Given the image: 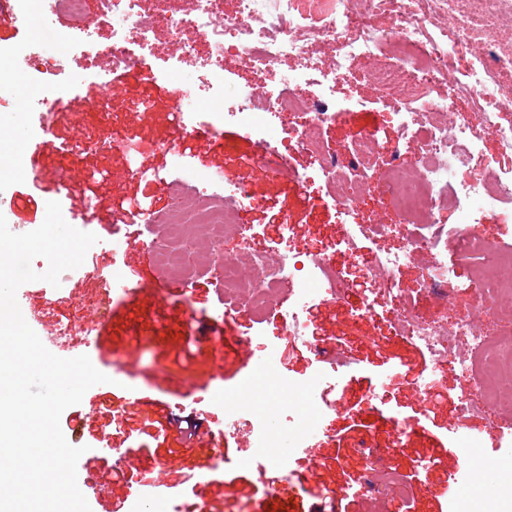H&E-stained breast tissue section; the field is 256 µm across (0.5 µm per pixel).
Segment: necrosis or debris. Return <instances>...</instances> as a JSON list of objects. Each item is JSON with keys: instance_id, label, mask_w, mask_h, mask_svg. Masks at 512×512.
<instances>
[{"instance_id": "4bbe7bcc", "label": "necrosis or debris", "mask_w": 512, "mask_h": 512, "mask_svg": "<svg viewBox=\"0 0 512 512\" xmlns=\"http://www.w3.org/2000/svg\"><path fill=\"white\" fill-rule=\"evenodd\" d=\"M100 2L111 37L103 52L92 49L88 59L106 58L113 70L129 65L133 47H152L158 31H165L182 46L169 72L176 92L207 99L212 106L210 146L223 148L226 121L244 128L256 147L241 161L247 178L260 168L280 172L275 146L294 142L317 161L312 170L297 174V182H319L348 218L358 208V196L347 187L370 185L372 176L361 160L387 142L388 135L382 128L361 134L347 146L351 164L344 168L326 149L320 132L342 114L337 85L350 79L354 65L379 60L371 74L374 92L394 106L398 143L414 149L413 164L392 160V177L381 191L398 223L348 222L335 244L317 251H287L276 260L260 246L251 226L237 221L228 209L223 176L196 172V197L175 200L165 218L167 233L148 239L147 245L162 266L183 270L187 286L193 282L194 262L181 244L190 237L205 244L224 290L225 311L250 312L257 322L275 307L276 289L295 283L284 325L288 337L303 341L313 334L312 310L347 296L337 286L333 262L336 251H343L363 283L355 317L369 321L380 309L390 308L395 334L428 351L431 372L417 386L424 401H433L441 377L450 375L460 385L461 415H487L491 396L501 386L512 389V351L504 352L479 318L494 312L502 296H512V251L485 236L483 215L497 203H512V162L498 169L473 167L467 179L460 172L481 153L488 136L512 158V122L502 120L503 113L512 111V10L490 15L496 0H235L228 14L224 0H194L191 12L177 14L165 8V0ZM384 11L389 14L387 26L374 27ZM441 17L449 24L439 29L435 23ZM315 42L332 50L330 60L311 54ZM229 56L262 72L263 86L233 80L225 64ZM298 58L303 66L288 68V60ZM50 64V58L32 52L29 45H18L9 55H0V88H14L15 75ZM443 84L448 87L444 97L437 92ZM461 101L480 114V125L458 112ZM284 112L290 114V124L278 123ZM450 207L457 216L451 228L438 218ZM397 233L402 236L397 249H378V241ZM230 240L235 243L231 250L226 247ZM452 241L483 261L471 291L458 289L442 259ZM243 254L253 276L241 271ZM420 256L426 259L421 293L449 306L465 303L470 308L466 316L431 321L405 296L399 272ZM211 400L223 406L230 432L268 463L275 483L287 486L290 461L281 447H301L306 420L292 417L278 428L259 430L246 392L219 391Z\"/></svg>"}]
</instances>
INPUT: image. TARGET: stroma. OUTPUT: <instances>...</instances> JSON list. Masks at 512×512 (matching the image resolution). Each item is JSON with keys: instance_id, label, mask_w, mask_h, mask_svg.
Listing matches in <instances>:
<instances>
[{"instance_id": "35a3bbf8", "label": "stroma", "mask_w": 512, "mask_h": 512, "mask_svg": "<svg viewBox=\"0 0 512 512\" xmlns=\"http://www.w3.org/2000/svg\"><path fill=\"white\" fill-rule=\"evenodd\" d=\"M53 32L60 66L19 77L18 94L0 101V115L20 110L29 114L28 122L0 127V174L27 193L33 204L42 208L59 202L66 222L102 240L116 229L142 239L161 227L144 223L128 209V202L163 213L173 194L195 195V184L187 177L193 169L223 171L228 185L239 179L241 158L255 150L251 138L228 123L225 149H209L210 105L201 102L188 114L177 113L178 98L166 70L180 52L178 43L159 35L152 49L137 50L135 69L104 73L90 67L69 16L59 14ZM49 88L58 99L50 112L38 104ZM336 97L344 101L345 114L326 129L323 139L338 164L346 166V146L360 133L392 128L393 108L376 98L361 69L338 86ZM181 120L195 127V139L182 143L176 154L158 149L157 141L175 136ZM42 126L49 128L54 145L39 150L35 132ZM109 131L122 136L124 148H85V141L95 143ZM282 152L284 175H251L253 199L242 204L243 222L252 225L271 249L279 246L277 225L283 218L291 226L292 247L330 245L342 216L318 185L304 187L293 177L294 172L312 168L314 158L290 143ZM143 165L158 171L160 181L143 176ZM61 169L76 179L98 171L111 178L96 185L86 202L55 178ZM89 259L96 275L69 271L59 287L33 292L24 309L26 316L38 317L48 326L72 324L69 350L75 356L84 351L76 323L92 311L100 316L98 369L114 376L116 383L104 396L90 388L81 403L67 408L60 418L70 444L98 451L93 468L77 475L92 512L105 508L96 500V490L123 497L144 489L146 473L155 471L167 483L166 494L155 503L156 512H171L176 505L195 512L201 504L214 512H258L259 503L272 491V474L265 461L225 433L224 409L210 401L216 389L231 393L243 387L249 389L252 408L260 414L272 405L280 414H294L305 411L310 402L322 410L314 430L323 442L314 451V463L298 453L291 460L294 475L287 494L300 501L302 512H477L475 504L481 500L490 501L493 512H512V497L495 492L498 485H512V435L507 432L512 400H495L490 418L461 417L458 383L447 376L440 397L421 409L415 385L430 369L429 356L417 344L392 335L389 314L344 334L339 325L352 319L354 299L313 309L315 339L326 341L344 358L332 368L317 358L310 344L284 337L281 312H269L259 326L244 312L218 317L224 295L207 264L197 268L190 292L173 290L162 298L157 286L179 281V274L162 269L152 255L130 250L124 265L138 291L115 303L103 295L98 281L99 276L112 274L111 249L92 251ZM258 327L274 344L280 375L304 383L328 371L330 384L306 398L252 381V367L244 362L248 352L236 348L235 342ZM377 388L384 389L383 400H371ZM161 409L198 420L201 444L181 440L170 428L159 431ZM403 419L413 422L414 428L399 437L393 425ZM493 423L503 429V436L490 431ZM159 435L164 438L160 444L155 441ZM468 438L477 440V447L461 450V442ZM205 446L220 449L222 462L185 479ZM364 447L383 468L404 479L405 497L366 491L370 477L358 464ZM118 448L129 466H118ZM473 471L480 472L482 480L470 485L466 476Z\"/></svg>"}]
</instances>
